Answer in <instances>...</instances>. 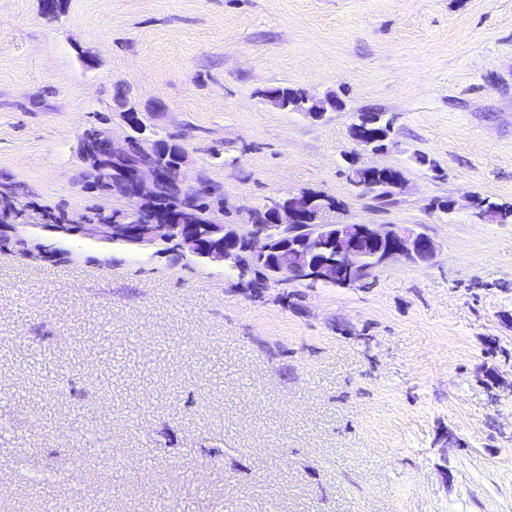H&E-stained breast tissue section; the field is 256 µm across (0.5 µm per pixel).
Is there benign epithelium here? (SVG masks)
<instances>
[{
    "mask_svg": "<svg viewBox=\"0 0 512 512\" xmlns=\"http://www.w3.org/2000/svg\"><path fill=\"white\" fill-rule=\"evenodd\" d=\"M382 121L378 112H360L349 128L356 148L373 154L368 126ZM174 139L142 138V159L135 165L122 163L127 142H109L103 155L112 166L85 168L96 179H117L125 187L128 209L136 211L142 202L155 197L158 186L170 179L186 188L184 204L164 214L161 224H85L83 233L96 240L116 241L135 238L140 250L156 247L172 239L183 255L205 259L237 273L243 279L252 269L238 241L246 238L249 249L269 257L276 281L321 282L352 287L365 281L371 272L398 258L424 262L437 252L438 243L423 232L396 224H329L323 220L329 211L323 197L315 194L286 193L272 199L266 207L250 213L249 223L218 224L211 218L196 222L191 209L194 199L205 194L206 183L192 181L188 175L189 155L185 147L166 165L158 157L169 153ZM351 183L370 194L378 186V167L360 165L348 159Z\"/></svg>",
    "mask_w": 512,
    "mask_h": 512,
    "instance_id": "obj_1",
    "label": "benign epithelium"
}]
</instances>
